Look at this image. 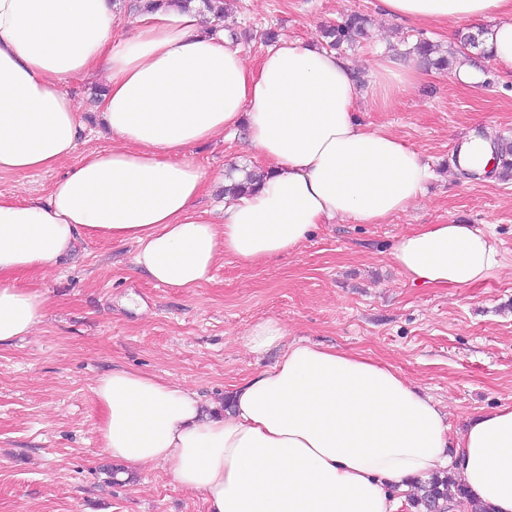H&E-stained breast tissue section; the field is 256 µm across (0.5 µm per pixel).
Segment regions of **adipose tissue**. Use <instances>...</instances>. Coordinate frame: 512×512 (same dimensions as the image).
<instances>
[{
	"mask_svg": "<svg viewBox=\"0 0 512 512\" xmlns=\"http://www.w3.org/2000/svg\"><path fill=\"white\" fill-rule=\"evenodd\" d=\"M412 24H489L485 48L512 69V0H379ZM362 86L336 52L281 38L256 64L224 38L195 0L144 13L114 29L112 0H0V173L56 167L85 132L62 91L97 77L102 122L115 140L20 201L0 195V345L30 335L47 299L22 276L53 268L78 239L135 244L132 262L158 284L193 290L221 255L250 263L295 252L321 224H379L406 212L432 173L396 136L364 126L361 100L412 92L417 67L382 58ZM245 128L268 163L251 192L204 216V170L187 147ZM493 139L470 136L460 169L493 174ZM392 260L405 280L475 285L501 266L488 228L428 224L403 235ZM274 320L254 325L256 354L277 363L235 386L229 411L197 392L139 371L98 378L97 434L113 461L133 471L167 468L209 512H397L391 490L453 469L471 500L512 512V404L468 420L448 417L394 368L360 353L284 344Z\"/></svg>",
	"mask_w": 512,
	"mask_h": 512,
	"instance_id": "obj_1",
	"label": "adipose tissue"
}]
</instances>
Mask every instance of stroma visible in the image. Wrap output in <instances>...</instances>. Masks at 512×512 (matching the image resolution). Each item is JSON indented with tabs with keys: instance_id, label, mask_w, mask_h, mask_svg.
Here are the masks:
<instances>
[{
	"instance_id": "stroma-1",
	"label": "stroma",
	"mask_w": 512,
	"mask_h": 512,
	"mask_svg": "<svg viewBox=\"0 0 512 512\" xmlns=\"http://www.w3.org/2000/svg\"><path fill=\"white\" fill-rule=\"evenodd\" d=\"M353 12L369 18L370 36L342 54L366 83L376 58L412 65L418 40L444 50L459 33L478 30L467 21L389 20L378 0H235L226 24L254 62L267 50L265 30L313 44L322 26ZM465 58L472 82L430 67L410 94L358 106L362 124L393 133L431 165L433 179L407 212L379 224L319 225L297 252L268 263L222 256L212 280L192 291L156 284L134 270L133 244L101 238L78 240L55 268L37 273L47 298L40 323L30 336L0 345V512H208L203 497L181 489L163 466L112 479L93 386L103 373L127 367L223 407L236 383L278 360V349L257 355L246 345L250 327L269 319L284 327L287 342L364 352L392 366L446 410L451 431L511 404L512 179L483 183L457 171L453 159L473 132L512 142V70L473 48ZM95 87L81 77L63 86L81 106L79 158L112 145ZM188 153L207 174L201 207L212 213L224 204L231 168L266 166L241 129ZM70 167L0 173V194H45ZM426 224L491 225L501 268L477 285L405 281L390 253L402 235ZM132 293L139 303L130 308L124 300Z\"/></svg>"
}]
</instances>
